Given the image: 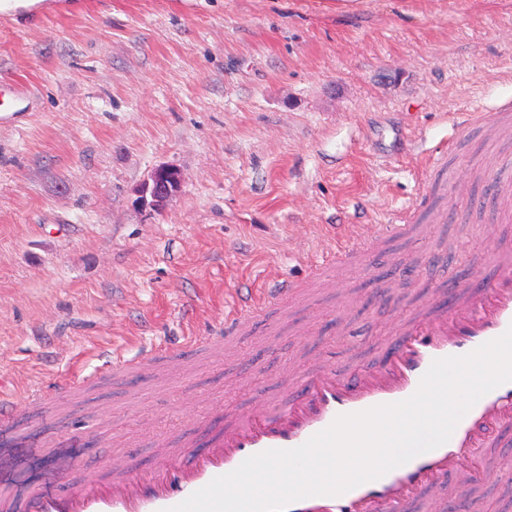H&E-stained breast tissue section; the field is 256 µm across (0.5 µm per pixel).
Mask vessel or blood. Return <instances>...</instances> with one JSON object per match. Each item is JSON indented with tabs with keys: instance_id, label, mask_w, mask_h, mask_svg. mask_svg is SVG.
Returning a JSON list of instances; mask_svg holds the SVG:
<instances>
[{
	"instance_id": "vessel-or-blood-1",
	"label": "vessel or blood",
	"mask_w": 512,
	"mask_h": 512,
	"mask_svg": "<svg viewBox=\"0 0 512 512\" xmlns=\"http://www.w3.org/2000/svg\"><path fill=\"white\" fill-rule=\"evenodd\" d=\"M368 248L364 240H344L329 259L312 262L313 277ZM497 268V276L477 288L454 283L448 290L453 315L431 314L406 325L378 367L348 375L332 368L318 370L302 378L294 401L283 399L248 415L223 418L218 432L200 446L182 440L160 444L151 465L116 460L107 469L84 473L71 490L33 487L26 512H168L252 455L298 447L339 415L411 397L434 359L468 354L512 327V257L507 252L499 253ZM296 292L295 282L281 280L244 296L232 293L224 303L223 329L187 337V350L209 352ZM169 356L166 349L133 359L115 356L100 373H134ZM507 436L512 438V382L478 400L444 445L342 495L293 502L287 512H407L431 490L444 486L452 491L491 481L495 473L488 461Z\"/></svg>"
}]
</instances>
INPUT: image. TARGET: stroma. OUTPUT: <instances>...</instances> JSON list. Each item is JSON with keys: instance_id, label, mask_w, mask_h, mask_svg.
Here are the masks:
<instances>
[{"instance_id": "35a3bbf8", "label": "stroma", "mask_w": 512, "mask_h": 512, "mask_svg": "<svg viewBox=\"0 0 512 512\" xmlns=\"http://www.w3.org/2000/svg\"><path fill=\"white\" fill-rule=\"evenodd\" d=\"M16 82L27 106L0 100V402L90 384L0 429L14 512L32 486L152 464L158 434L202 442L321 363L378 365L432 291L491 278L512 244V141L457 124L512 101V0H43L0 17V85ZM162 166L181 183L153 209L138 189ZM429 186L419 236L310 281L306 256L376 237ZM402 262L413 273L380 294ZM276 278L303 289L222 349L98 374L223 324L227 291ZM499 459L483 512H512V447Z\"/></svg>"}]
</instances>
